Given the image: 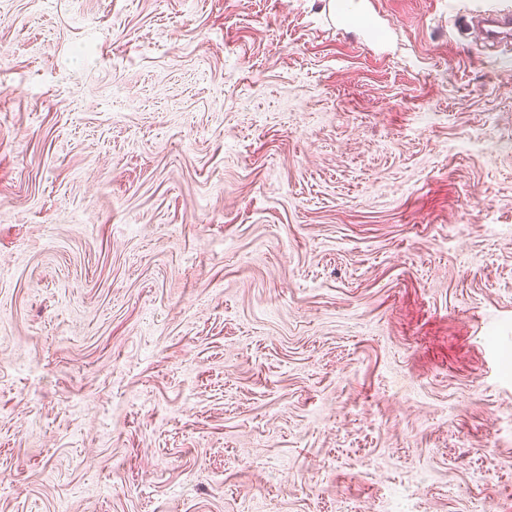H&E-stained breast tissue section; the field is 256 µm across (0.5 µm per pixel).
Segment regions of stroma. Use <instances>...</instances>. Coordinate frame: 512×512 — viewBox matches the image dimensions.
I'll return each instance as SVG.
<instances>
[{"label": "stroma", "mask_w": 512, "mask_h": 512, "mask_svg": "<svg viewBox=\"0 0 512 512\" xmlns=\"http://www.w3.org/2000/svg\"><path fill=\"white\" fill-rule=\"evenodd\" d=\"M361 3L0 0V512H512V51ZM333 2V15L336 18V23L358 22L367 32L377 34L373 19L361 11L354 10L353 5H356L358 1L336 0Z\"/></svg>", "instance_id": "stroma-1"}]
</instances>
